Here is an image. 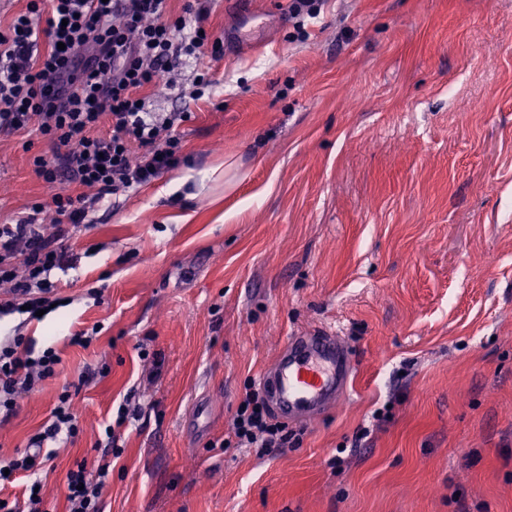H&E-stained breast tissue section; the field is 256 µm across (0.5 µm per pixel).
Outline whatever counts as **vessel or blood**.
<instances>
[{"instance_id": "obj_1", "label": "vessel or blood", "mask_w": 512, "mask_h": 512, "mask_svg": "<svg viewBox=\"0 0 512 512\" xmlns=\"http://www.w3.org/2000/svg\"><path fill=\"white\" fill-rule=\"evenodd\" d=\"M353 365L339 336L322 331L289 337L259 378L278 418L301 420L343 398Z\"/></svg>"}]
</instances>
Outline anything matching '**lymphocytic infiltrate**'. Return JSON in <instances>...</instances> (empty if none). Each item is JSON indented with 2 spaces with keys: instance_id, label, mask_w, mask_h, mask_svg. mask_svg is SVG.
<instances>
[{
  "instance_id": "lymphocytic-infiltrate-1",
  "label": "lymphocytic infiltrate",
  "mask_w": 512,
  "mask_h": 512,
  "mask_svg": "<svg viewBox=\"0 0 512 512\" xmlns=\"http://www.w3.org/2000/svg\"><path fill=\"white\" fill-rule=\"evenodd\" d=\"M209 0H186L173 16L170 0H26L0 28V131L37 135L52 155L39 154L33 171L54 193L15 223L0 224V316L22 307L50 310L60 299L50 279L60 267L73 229L87 225L96 205L134 191L179 163L181 141L174 128L183 112H153L143 91L168 77L185 58H221L224 40L208 26ZM82 186L63 190V181ZM56 215L43 220L45 210ZM60 355L35 353L23 337L0 343V423L16 413L22 395L58 373ZM79 421L72 396L62 392L43 431L29 448L0 463V473L32 474L40 446L58 437L75 439ZM288 433L274 422L258 392L246 394L225 447H283ZM90 483L85 464L66 476L69 512H100L102 480Z\"/></svg>"
}]
</instances>
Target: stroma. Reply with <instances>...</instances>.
I'll return each instance as SVG.
<instances>
[{
    "instance_id": "obj_1",
    "label": "stroma",
    "mask_w": 512,
    "mask_h": 512,
    "mask_svg": "<svg viewBox=\"0 0 512 512\" xmlns=\"http://www.w3.org/2000/svg\"><path fill=\"white\" fill-rule=\"evenodd\" d=\"M209 24L240 50L148 92L188 111L179 165L93 212L53 271L68 306L0 318L62 369L0 424L25 449L72 391L80 434L36 473L68 512L77 463L109 462L101 512H512V0H288ZM48 141L0 133V224L52 190ZM239 161L225 191L211 170ZM98 328L89 348L69 334ZM332 328L348 396L273 453L226 448L289 336ZM120 457L97 442L123 398ZM325 0H289L288 13L291 18L297 19L296 28L298 35L307 37L305 21L307 18L315 19L320 15Z\"/></svg>"
}]
</instances>
